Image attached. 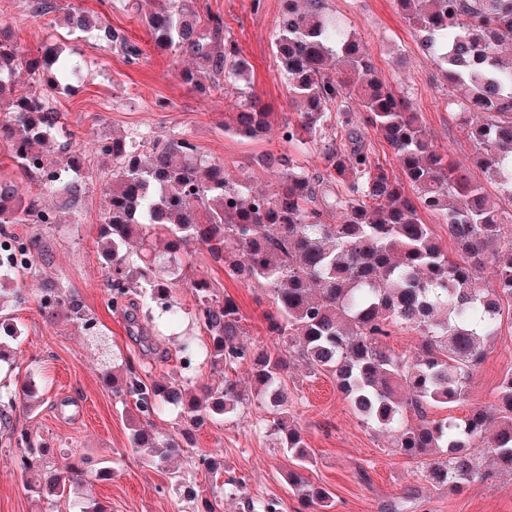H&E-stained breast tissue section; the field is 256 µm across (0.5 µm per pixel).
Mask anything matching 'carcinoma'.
Wrapping results in <instances>:
<instances>
[{"instance_id": "cac0c4a2", "label": "carcinoma", "mask_w": 512, "mask_h": 512, "mask_svg": "<svg viewBox=\"0 0 512 512\" xmlns=\"http://www.w3.org/2000/svg\"><path fill=\"white\" fill-rule=\"evenodd\" d=\"M142 20L154 45L196 67L178 71L181 82L204 97L227 85L250 84L251 65L219 15L201 16L193 0H146ZM421 35L437 74L452 94L446 100L464 125L476 167L497 191L486 193L466 170L437 149L410 99L379 79L361 41L326 17V0H282L271 46L287 80L294 115L277 136L285 151L261 160L275 188L256 190L248 179L226 175L224 165L203 159L187 134L164 142L115 137L100 142L112 158V181L98 239L110 280L111 304L123 305L140 290L139 314L129 320L144 350L142 332L154 312L181 320L174 290L191 288L195 320L206 339L181 345L202 358L218 382L198 386L190 377L147 383L133 357L101 370L112 392L135 398L143 416L160 407L178 411L182 428L160 437L133 425L131 446L149 461L178 456L192 431L213 418L247 406L250 399L273 418H259L296 460L288 486L305 512H330L331 494L302 473L308 453L288 411L281 378L288 357L310 370L330 372L353 410L367 424L390 433L394 451L420 459L434 486L462 487L487 475L490 466L512 471V372L498 388L492 410H475L457 424L427 419L433 407L450 408L467 397V385L489 344L500 335L504 309L512 307V62L497 47L512 45V0H394ZM75 29L92 30L130 63L143 51L101 18L68 14ZM24 69L44 89L12 94ZM84 76L72 60L49 46L29 54L0 33V146L15 176L0 175V224H55L57 214H77L85 193V157L66 140L51 92L76 94ZM460 91L455 95L454 91ZM274 113L252 91L237 93L224 113V134L257 138ZM373 129L393 150L399 173L385 167L365 130ZM313 147L322 167L300 166L294 149ZM37 186L28 194L23 183ZM49 192L55 206L40 204ZM437 214L457 246L448 255L419 211ZM206 246L224 271L255 283L272 297L267 331L282 347L275 352L242 340L243 316L229 296L219 298L208 278L189 276L191 246ZM21 258L0 261V282L47 261L36 239ZM492 269L482 283L479 272ZM48 318L65 314L88 323L81 302L59 282L48 281L38 299ZM413 331L411 355L395 353L388 338ZM250 367L254 392L239 388L232 373ZM34 380L20 389L0 386V422L27 470L53 449L25 429L11 426L17 409L33 407ZM82 458L51 468L29 483L33 497L62 506L74 488L112 479V467Z\"/></svg>"}]
</instances>
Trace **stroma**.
<instances>
[{"label":"stroma","instance_id":"1","mask_svg":"<svg viewBox=\"0 0 512 512\" xmlns=\"http://www.w3.org/2000/svg\"><path fill=\"white\" fill-rule=\"evenodd\" d=\"M35 0H0V22L8 25L15 42L34 53L45 46L62 48L90 68L79 93L58 94L53 105L66 118V131L75 148L86 156V192L79 217L60 215L55 224H13L9 230L26 238L37 236L52 256L51 265L37 264L5 294L9 318L18 331L10 344V363L0 366V383L21 386L35 378L38 405L17 412L18 425L45 439L53 448L51 466L61 467L85 457L112 467L108 481L87 483L72 503L77 507L101 504L107 512H195L185 486L196 487L217 512H249L250 499H276L279 512H296L297 499L285 479L294 460L275 436L260 430L258 406L216 418L196 429L180 458L150 462L131 448L135 419L132 399L115 396L100 380L101 352L80 323L65 317L47 319L36 311L45 280L60 278L79 299L97 329L110 339L113 353H139L128 331L123 309L109 306L105 263L97 243L100 218L106 207L103 186L112 163L98 151L101 139L140 136L163 141L185 133L209 160L223 163L234 178L251 176L255 186L273 188L274 178L257 163L269 152H280L275 134L259 140L224 133V101L192 93L178 79L182 59L157 49L134 9L120 0H56L58 9L43 18L32 13ZM200 13L220 15L232 38L253 67L255 91L276 118L289 116L288 90L279 76L271 37L281 14V0H264L253 13L251 0H195ZM104 18L123 31L145 53L137 64L101 43L92 33L69 32L63 17L69 8ZM327 13L357 36L379 76L405 93L420 112L435 146L451 161L472 167L473 145L466 130L444 104L447 88L436 80L435 69L418 32L409 26L393 0H327ZM168 101L159 110L156 99ZM194 272L206 276L219 296L233 298L244 317L247 342L276 350L280 342L267 332L264 318L271 302L265 289L229 276L206 247L195 249ZM512 371V317L504 318L501 334L475 370L464 401L451 408H432L435 420L463 419L473 410L488 409L497 401L502 377ZM289 409L302 430L310 465L304 475L328 490L332 512H512V474L495 471L456 491L435 487L421 475L418 459L393 452L387 435L364 424L339 390L331 373H311L301 359H293L284 376ZM222 456L217 476L195 470L196 454ZM30 473L21 471L8 429L0 427V512H47L48 505L28 490Z\"/></svg>","mask_w":512,"mask_h":512}]
</instances>
